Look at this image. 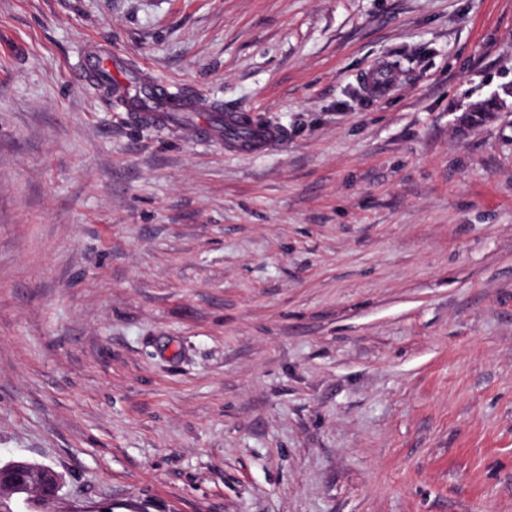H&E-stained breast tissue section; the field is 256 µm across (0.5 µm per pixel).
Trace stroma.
Returning <instances> with one entry per match:
<instances>
[{"label":"stroma","instance_id":"obj_1","mask_svg":"<svg viewBox=\"0 0 512 512\" xmlns=\"http://www.w3.org/2000/svg\"><path fill=\"white\" fill-rule=\"evenodd\" d=\"M92 50L282 136L141 124ZM16 460L63 483L0 512H512V0H0ZM280 139V134L273 128L258 131V134L249 142H243L233 138L226 139V146L232 151H243L254 148H268Z\"/></svg>","mask_w":512,"mask_h":512}]
</instances>
